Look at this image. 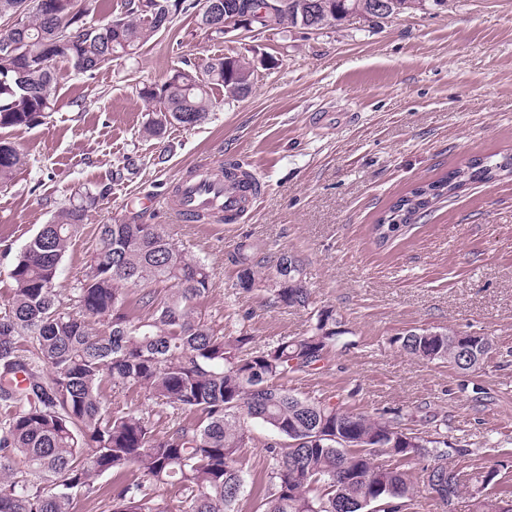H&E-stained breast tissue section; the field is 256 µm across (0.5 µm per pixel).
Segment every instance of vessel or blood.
<instances>
[{
	"label": "vessel or blood",
	"mask_w": 512,
	"mask_h": 512,
	"mask_svg": "<svg viewBox=\"0 0 512 512\" xmlns=\"http://www.w3.org/2000/svg\"><path fill=\"white\" fill-rule=\"evenodd\" d=\"M262 192V183L252 171L239 172L238 186L228 189L223 178L202 168L181 176L176 183L173 213L183 224L209 221L238 223Z\"/></svg>",
	"instance_id": "b4317fda"
}]
</instances>
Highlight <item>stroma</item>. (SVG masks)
Returning <instances> with one entry per match:
<instances>
[{"label":"stroma","instance_id":"35a3bbf8","mask_svg":"<svg viewBox=\"0 0 512 512\" xmlns=\"http://www.w3.org/2000/svg\"><path fill=\"white\" fill-rule=\"evenodd\" d=\"M224 56L253 67L248 94L214 88L201 124L143 136V87ZM55 98L51 118L0 129L24 157L0 185V307L24 246L87 188L100 198L62 259L58 300L68 302L81 279L99 225H165L208 265L214 288L202 312L225 335L244 328L262 347L305 335L317 309L335 310L336 343L317 369L284 379L293 394L439 432L468 449L460 470L512 472V176L468 186L387 246L371 233L414 186L474 158H512V0H443L378 24L352 17L317 32L226 40L182 12L133 58L90 76L65 73ZM229 160L265 182L253 209L238 224L177 223L163 194L183 174ZM244 239L259 256L300 260L308 308L274 303L267 283L238 287L228 254ZM420 327L486 335L493 349L476 371L422 362L399 341ZM101 399L143 415L156 432L170 424L142 389L106 386ZM247 430L234 512H261L276 436L252 421Z\"/></svg>","mask_w":512,"mask_h":512}]
</instances>
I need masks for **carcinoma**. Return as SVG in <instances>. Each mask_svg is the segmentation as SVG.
Here are the masks:
<instances>
[{"label":"carcinoma","instance_id":"obj_1","mask_svg":"<svg viewBox=\"0 0 512 512\" xmlns=\"http://www.w3.org/2000/svg\"><path fill=\"white\" fill-rule=\"evenodd\" d=\"M350 0H319L325 25L347 18ZM229 7L257 21V30L301 25L293 0H228ZM124 13L106 22L87 20L89 0H0V19L15 20L4 39L18 55L0 47V129L29 126L51 117L60 72L66 62L77 74L92 75L114 57L134 56L167 28L173 15L198 10L199 0H125ZM244 59L214 58L202 70H178L161 87L143 88L150 104L142 127L160 136L167 126L199 125L211 111L209 90L236 97L251 85ZM17 149L0 140V185L21 165ZM502 163L473 159L412 188L378 218L372 233L380 243L417 223L441 199L469 183H488ZM97 194L86 189L80 201L60 208L20 253L10 278L14 288L0 310V512H76L77 499L91 492L94 476L133 467L149 483L118 484L108 512H171L155 495L170 485L180 496L179 512H232L244 486L240 456L253 420L284 438L268 446L270 470L262 512H407L418 508L427 486L422 472L435 464L440 484L455 498L461 471L450 463L467 456L439 438L420 448V437L389 420L355 413L339 404L308 401L279 384L326 359L337 335L336 313L322 309L311 332L283 338L263 349L244 330L236 336L198 313L213 291L206 264L185 256L163 224H102L100 247L75 288L72 309L54 293L59 266L72 237L87 218ZM285 255L256 260L241 241L231 254L239 287L250 290L273 281L274 302L306 307L310 293L303 272L283 281L278 265ZM140 290L138 313L127 294ZM97 322L101 329L91 327ZM451 328H416L400 337L403 350L423 361L479 370L488 348L471 356L452 346ZM104 383L120 392L144 390L172 410V423L159 435L145 418L105 409ZM194 415L186 422L181 415ZM394 430L386 453L400 461L428 458L416 475L375 463L377 437ZM341 434L338 444L318 433ZM475 512H512V496L475 497Z\"/></svg>","mask_w":512,"mask_h":512}]
</instances>
